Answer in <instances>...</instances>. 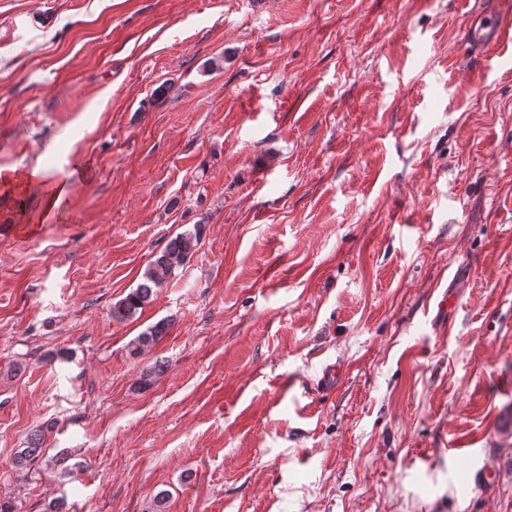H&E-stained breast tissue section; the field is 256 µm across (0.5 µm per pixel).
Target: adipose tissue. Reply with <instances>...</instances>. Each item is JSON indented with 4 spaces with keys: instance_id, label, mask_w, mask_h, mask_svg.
<instances>
[{
    "instance_id": "adipose-tissue-1",
    "label": "adipose tissue",
    "mask_w": 512,
    "mask_h": 512,
    "mask_svg": "<svg viewBox=\"0 0 512 512\" xmlns=\"http://www.w3.org/2000/svg\"><path fill=\"white\" fill-rule=\"evenodd\" d=\"M69 180L49 182L40 167L24 170L0 166V194L17 200L20 208L35 207L40 221L51 220L69 194Z\"/></svg>"
}]
</instances>
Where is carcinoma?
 Masks as SVG:
<instances>
[{
	"instance_id": "carcinoma-1",
	"label": "carcinoma",
	"mask_w": 512,
	"mask_h": 512,
	"mask_svg": "<svg viewBox=\"0 0 512 512\" xmlns=\"http://www.w3.org/2000/svg\"><path fill=\"white\" fill-rule=\"evenodd\" d=\"M201 235L202 227L197 225L191 231L178 234L163 250L155 254L142 275V282L113 304L112 319L123 322L135 318L156 295L166 279L174 275L194 254L200 244ZM167 328L168 323L165 320L149 326L132 340L131 354H138L157 343L166 334ZM42 461L50 466L60 461V458H46L45 450L39 447L37 437L32 438L28 447L18 450L14 455V464L19 468L31 467Z\"/></svg>"
}]
</instances>
